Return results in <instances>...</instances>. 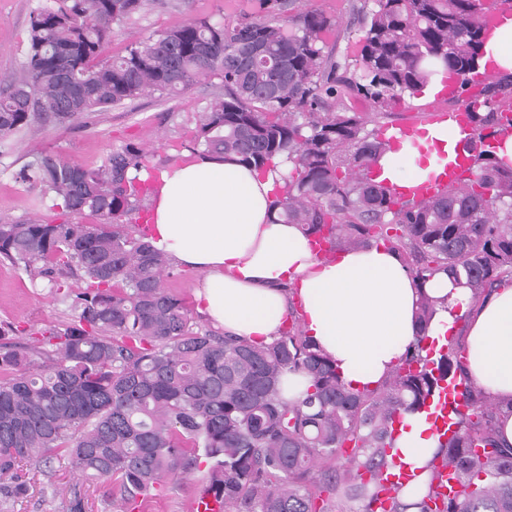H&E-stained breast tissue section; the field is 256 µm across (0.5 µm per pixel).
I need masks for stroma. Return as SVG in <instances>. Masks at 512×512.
Here are the masks:
<instances>
[{
	"mask_svg": "<svg viewBox=\"0 0 512 512\" xmlns=\"http://www.w3.org/2000/svg\"><path fill=\"white\" fill-rule=\"evenodd\" d=\"M43 0H0V74L17 70L28 50L29 15ZM250 0H152L151 4L122 26L116 27L107 54L124 53L126 46L191 19L232 20L250 12ZM219 91L217 81H199L189 92L160 99L146 96L132 103L96 113L88 123L69 127L45 126L36 131H21L0 143V220H21L32 209L46 219L60 223H91L88 215L63 214L61 210L39 205V190L15 181L13 173L30 160L32 153L43 151L84 164H99L112 150L132 143L152 147L150 163L165 167L181 161L185 144L195 128V114ZM471 89L459 95L417 96L394 102L386 113L377 116L380 126L396 127L413 119L416 111L435 105L454 108L458 98L471 96ZM74 312L63 303L54 289L45 283H33L10 265L0 264V321L37 329L72 321ZM30 480L27 497L16 501L13 512H65L71 493L84 499L86 512H186L205 477L194 471L177 484L157 487L151 495L126 503L115 499L106 483L89 481L73 473L64 461L50 466L25 465Z\"/></svg>",
	"mask_w": 512,
	"mask_h": 512,
	"instance_id": "stroma-1",
	"label": "stroma"
}]
</instances>
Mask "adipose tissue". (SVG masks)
<instances>
[{"mask_svg":"<svg viewBox=\"0 0 512 512\" xmlns=\"http://www.w3.org/2000/svg\"><path fill=\"white\" fill-rule=\"evenodd\" d=\"M481 69L512 73V18L488 36ZM457 137L447 124L428 126L379 160L401 186L440 172ZM151 202V244L178 265L205 272L200 309L214 325L251 343L279 336L289 296H298L305 335L352 388L375 385L405 356L419 333L422 296L435 301L429 334L438 344L463 332L470 378L486 393L512 401V284L474 302L467 287L443 272L419 282L399 252L380 244L319 258L295 224L272 209L280 172H261L233 159L198 156L162 174ZM396 447L411 469L438 450L422 418L411 416Z\"/></svg>","mask_w":512,"mask_h":512,"instance_id":"adipose-tissue-1","label":"adipose tissue"}]
</instances>
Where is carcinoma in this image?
<instances>
[{
	"label": "carcinoma",
	"mask_w": 512,
	"mask_h": 512,
	"mask_svg": "<svg viewBox=\"0 0 512 512\" xmlns=\"http://www.w3.org/2000/svg\"><path fill=\"white\" fill-rule=\"evenodd\" d=\"M149 0H53L30 16L21 68L0 74V141L34 126L71 125L143 96L186 93L203 78L223 92L196 113L192 150L261 171L288 164L274 201L278 220L298 224L330 249L363 248L375 230L403 227L397 248L415 276L440 270L478 300L512 274V164L493 147L467 146L465 186L429 201L397 194L372 175L388 149L367 129L391 101L421 91L441 64L461 84L476 73L490 0H363L357 56L337 57L325 36L340 23L299 0H253L232 22L191 20L103 56L115 25ZM260 50L262 59L245 56ZM361 97L372 114L350 111ZM472 130H512V79L466 102ZM149 152L127 144L98 166L36 153L16 180L63 212L97 223L40 216L0 223V261L72 300L73 321L40 332L39 361L0 343V512L27 494L23 461L67 460L81 476L113 484L132 501L208 466L205 490L224 512H330L315 489L364 503V512H512V447L495 437L500 402L464 373L450 344L424 346L434 300L423 295L421 335L377 387L355 392L298 323L270 344L195 327L162 285L169 261L129 224L142 211ZM77 292L63 291L67 280ZM304 374L287 401L285 373ZM454 383L467 410L426 466L425 494L405 491L378 506L377 474L393 466L392 423L424 412ZM353 443L344 458L341 448ZM454 466L460 491L439 498V465Z\"/></svg>",
	"instance_id": "obj_1"
}]
</instances>
